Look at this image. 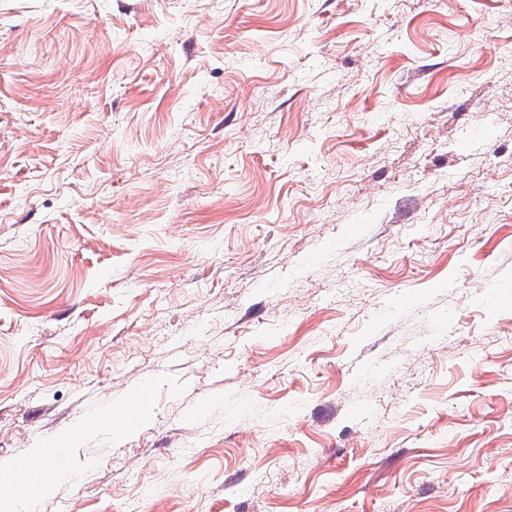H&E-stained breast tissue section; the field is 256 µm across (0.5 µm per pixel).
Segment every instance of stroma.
Instances as JSON below:
<instances>
[{
	"label": "stroma",
	"mask_w": 512,
	"mask_h": 512,
	"mask_svg": "<svg viewBox=\"0 0 512 512\" xmlns=\"http://www.w3.org/2000/svg\"><path fill=\"white\" fill-rule=\"evenodd\" d=\"M39 512H512V0H0V463ZM149 399L147 392L142 390L140 395L128 403V416L124 421V429L129 431L137 427L148 414ZM45 448H34L31 456L24 460L26 462H10L0 465V511L1 512H20L24 501L34 494L36 497H46L54 489V483L45 481L35 486L34 489H19L20 475L19 471L23 468L25 471L39 466L45 459ZM22 490L24 495H17L14 490Z\"/></svg>",
	"instance_id": "stroma-1"
}]
</instances>
